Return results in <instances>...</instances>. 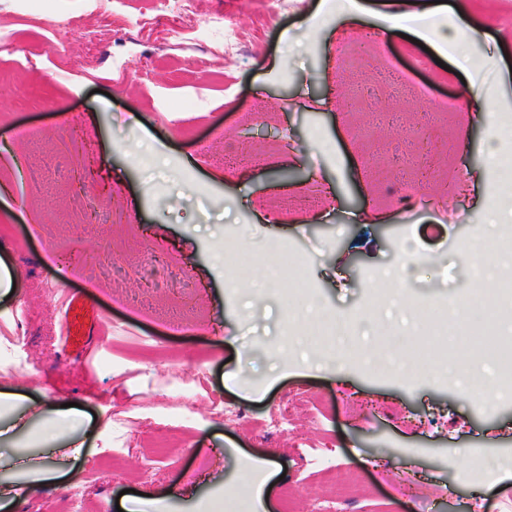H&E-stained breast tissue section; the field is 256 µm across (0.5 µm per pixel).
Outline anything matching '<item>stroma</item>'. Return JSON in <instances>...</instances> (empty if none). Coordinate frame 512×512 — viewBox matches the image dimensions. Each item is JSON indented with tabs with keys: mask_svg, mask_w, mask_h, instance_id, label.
I'll return each mask as SVG.
<instances>
[{
	"mask_svg": "<svg viewBox=\"0 0 512 512\" xmlns=\"http://www.w3.org/2000/svg\"><path fill=\"white\" fill-rule=\"evenodd\" d=\"M356 21L336 15V0H305L267 25L259 0H196L199 20L232 18L242 42L233 56L206 52L212 35L172 44L136 18L159 17L158 0H118L98 15L91 0H38L29 12L0 6V389L20 393L0 408L18 421L14 446H0V482L34 480L53 411L79 404L77 429L86 462L70 482L50 481L17 499L14 512H117L125 489L148 494L144 512H246L244 483L253 465L271 462V512L293 493V512H315L323 472L363 484L340 512H512V468L485 477L512 456V399L486 374L452 370L447 382L399 371L377 373L362 357L319 355L306 336L326 316L350 318L347 338L363 353L405 358L418 344V305L440 306L448 340L460 331L453 299L472 286L478 257L462 244L493 223L512 220V30L496 16L502 0H451L465 22L485 31L449 50L447 17L412 41L381 26L383 15L428 8L435 0H361ZM69 22L65 50L53 53L55 21ZM376 36L369 66L341 69V49L358 33ZM394 55L415 82L461 105L460 119L435 125L454 156L436 153L456 179L422 193H459L455 219L424 206L400 214L381 198L383 170L366 166L369 139L356 126L389 137L379 67ZM477 65L473 80L449 76L456 55ZM364 90L370 105L355 116L345 91ZM262 108L257 123L242 114ZM36 128V144L12 128ZM244 137L260 157L225 166ZM287 140L295 150L267 153ZM84 177L87 201L73 198ZM308 190L323 200L314 214L271 216L270 199ZM93 230L78 237L87 205ZM129 216L112 221L113 212ZM113 246L96 284L70 257ZM245 259L271 247L308 256L299 272L316 302L292 347L288 313L276 296L236 287L225 246ZM384 274L389 300L361 316L371 278ZM58 297H49L47 287ZM150 304L139 313L115 302V288ZM78 291L103 313L101 344L64 340L62 295ZM192 296L197 329H164L178 295ZM287 413L283 432L267 429ZM169 454H156L159 444Z\"/></svg>",
	"mask_w": 512,
	"mask_h": 512,
	"instance_id": "35a3bbf8",
	"label": "stroma"
}]
</instances>
